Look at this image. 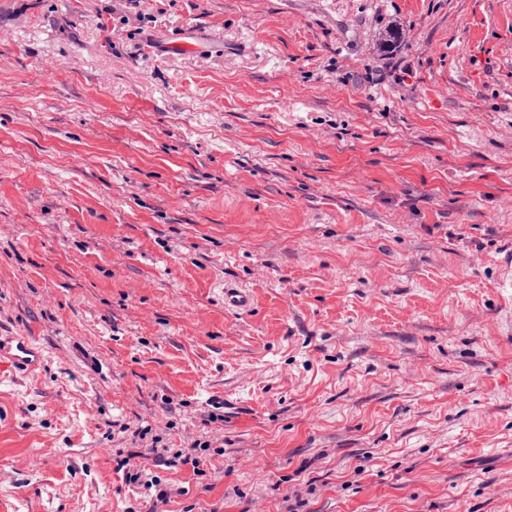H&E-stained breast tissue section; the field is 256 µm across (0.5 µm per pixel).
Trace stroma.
Masks as SVG:
<instances>
[{"mask_svg": "<svg viewBox=\"0 0 512 512\" xmlns=\"http://www.w3.org/2000/svg\"><path fill=\"white\" fill-rule=\"evenodd\" d=\"M509 252L512 0H0V512H512ZM255 299L247 288L224 287V309L236 314H247L254 309ZM42 363V350L35 339L0 334V374L6 367L12 374L31 375Z\"/></svg>", "mask_w": 512, "mask_h": 512, "instance_id": "35a3bbf8", "label": "stroma"}]
</instances>
